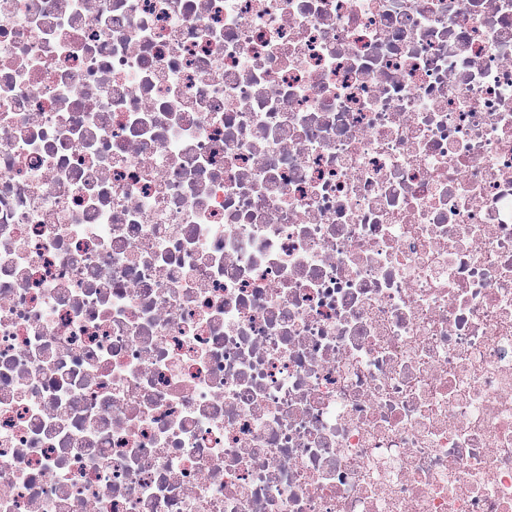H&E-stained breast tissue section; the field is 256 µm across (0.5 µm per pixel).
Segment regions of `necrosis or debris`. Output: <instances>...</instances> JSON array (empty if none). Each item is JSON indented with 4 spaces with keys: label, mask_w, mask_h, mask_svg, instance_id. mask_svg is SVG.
<instances>
[{
    "label": "necrosis or debris",
    "mask_w": 512,
    "mask_h": 512,
    "mask_svg": "<svg viewBox=\"0 0 512 512\" xmlns=\"http://www.w3.org/2000/svg\"><path fill=\"white\" fill-rule=\"evenodd\" d=\"M0 512H512V0H0Z\"/></svg>",
    "instance_id": "1"
}]
</instances>
